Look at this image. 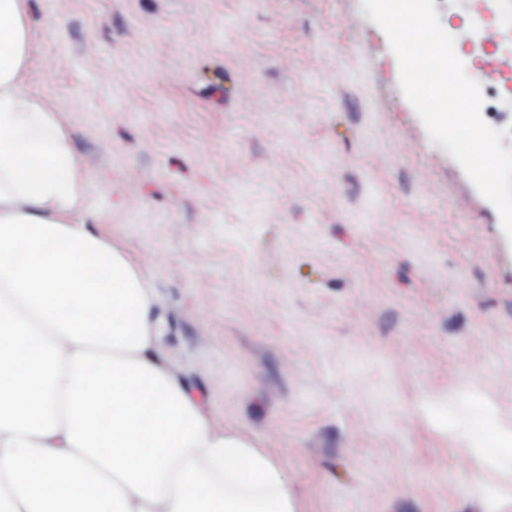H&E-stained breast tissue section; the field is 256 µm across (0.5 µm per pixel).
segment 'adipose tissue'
Instances as JSON below:
<instances>
[{
  "mask_svg": "<svg viewBox=\"0 0 512 512\" xmlns=\"http://www.w3.org/2000/svg\"><path fill=\"white\" fill-rule=\"evenodd\" d=\"M33 54L28 0H0V512H303L171 364L147 270L89 227L91 173L26 88Z\"/></svg>",
  "mask_w": 512,
  "mask_h": 512,
  "instance_id": "obj_1",
  "label": "adipose tissue"
}]
</instances>
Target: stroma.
<instances>
[{
  "label": "stroma",
  "mask_w": 512,
  "mask_h": 512,
  "mask_svg": "<svg viewBox=\"0 0 512 512\" xmlns=\"http://www.w3.org/2000/svg\"><path fill=\"white\" fill-rule=\"evenodd\" d=\"M499 0H438L512 116ZM98 231L150 273L163 348L305 512H512V243L432 143L361 0H29Z\"/></svg>",
  "instance_id": "1"
}]
</instances>
